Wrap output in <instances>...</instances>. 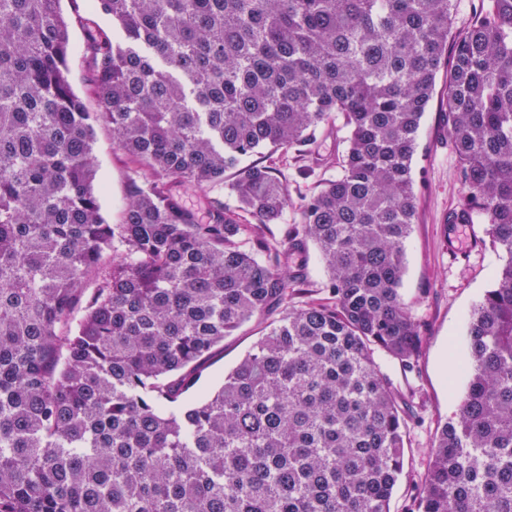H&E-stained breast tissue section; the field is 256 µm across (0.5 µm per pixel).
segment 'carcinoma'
Instances as JSON below:
<instances>
[{
	"mask_svg": "<svg viewBox=\"0 0 512 512\" xmlns=\"http://www.w3.org/2000/svg\"><path fill=\"white\" fill-rule=\"evenodd\" d=\"M454 0H91L100 110L69 82L60 0H0V512H390L414 368L404 306L412 172L441 67L467 188L504 260L471 311L468 374L413 512H512V0L467 29ZM344 119L342 173L275 247L288 185L253 164L227 185L251 222L187 189L261 149L316 154ZM136 165L119 224L100 214L95 126ZM250 235L245 250L241 236ZM331 298L290 305L304 239ZM277 317L204 399L213 349Z\"/></svg>",
	"mask_w": 512,
	"mask_h": 512,
	"instance_id": "carcinoma-1",
	"label": "carcinoma"
}]
</instances>
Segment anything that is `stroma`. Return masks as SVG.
I'll return each mask as SVG.
<instances>
[{"label":"stroma","instance_id":"1","mask_svg":"<svg viewBox=\"0 0 512 512\" xmlns=\"http://www.w3.org/2000/svg\"><path fill=\"white\" fill-rule=\"evenodd\" d=\"M60 8L69 22V41L77 55L69 60V80L87 111H98L91 88L92 62L82 47L87 28L111 30L109 17L89 9L88 0H61ZM344 130L321 136L319 150L327 156L324 164L298 157L294 152L263 150L245 157V164L271 167L275 176L288 184L290 203L282 220L267 225L270 242L285 241L290 231L301 224L299 209L304 197L324 182L338 177L345 145ZM98 202L109 223L121 221L128 180L133 165L118 151L109 129L97 130L93 148ZM413 173L418 191V217L406 243V273L401 295L407 312L424 326L423 348L413 370L407 371L383 352L375 359L408 403V451L405 455L407 479L395 490L390 512H409L415 488L426 468L427 453L439 423L456 410L449 388L463 390L465 378L459 372L464 356L468 316L493 286V274L501 260L490 245L478 247L464 260L448 255L451 226L448 214L458 207L467 193L458 173V158L448 138V115L439 99H432L418 134L413 158ZM264 328L256 319L225 337L205 363L192 396L201 398L215 391L228 374L252 349Z\"/></svg>","mask_w":512,"mask_h":512}]
</instances>
